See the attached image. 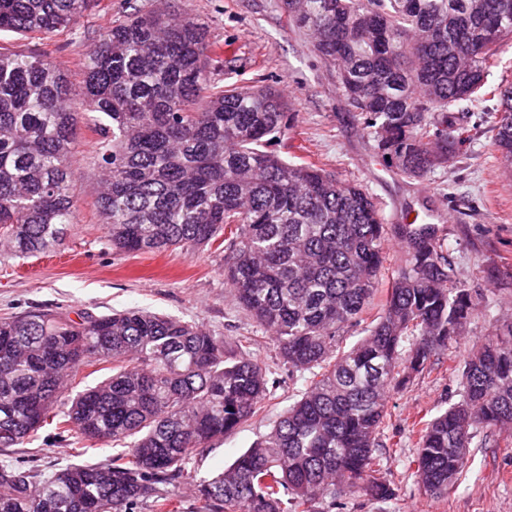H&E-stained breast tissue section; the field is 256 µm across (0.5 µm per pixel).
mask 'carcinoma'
<instances>
[{"mask_svg":"<svg viewBox=\"0 0 512 512\" xmlns=\"http://www.w3.org/2000/svg\"><path fill=\"white\" fill-rule=\"evenodd\" d=\"M99 0H0V33L51 37ZM291 26L336 77L378 153L420 179L466 142L450 112L496 101L492 147L512 167V83L487 84L512 43V0H282ZM226 50L189 13L133 9L101 28L80 88L46 53L0 50V248L62 244L78 210L70 159L83 123L98 135L97 197L117 252L193 251L224 238V276L272 335L300 399L223 471L193 483L203 512H320L326 499L389 500L378 436L403 390L465 335L480 300L457 276L438 225L397 228L408 258L367 314L385 257L372 197L315 164L266 149L292 125L273 86L211 84ZM367 336L340 347L351 327ZM237 342L142 308L77 318L51 309L0 318V448L52 426L82 455L112 458L38 476L0 462V512H175L159 485L255 417L277 384ZM102 372L93 385L81 370ZM459 398L413 423L409 462L444 495L484 427L512 428V320L459 365Z\"/></svg>","mask_w":512,"mask_h":512,"instance_id":"carcinoma-1","label":"carcinoma"}]
</instances>
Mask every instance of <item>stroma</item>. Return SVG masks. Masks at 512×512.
<instances>
[{
  "instance_id": "1",
  "label": "stroma",
  "mask_w": 512,
  "mask_h": 512,
  "mask_svg": "<svg viewBox=\"0 0 512 512\" xmlns=\"http://www.w3.org/2000/svg\"><path fill=\"white\" fill-rule=\"evenodd\" d=\"M133 6L190 12L203 19L211 40L232 49L229 62L213 70L215 82L273 85L283 91L296 112L294 126L275 146L284 159L311 161L339 179L358 183L373 196L391 228L402 224L403 213L412 208L422 214H442L440 229L448 242V256L482 298L466 336L434 357L408 389L387 397L382 464L395 489L394 498L382 502L360 494L342 497L325 501L323 512H512V428L490 429L492 446L472 449L448 494L426 493L408 466L417 451L408 424L456 401L461 376L454 367L465 350L492 335L503 319L512 318V174L490 147L488 115L493 102L456 116L467 143L447 164L412 180L396 175L375 153L359 118L345 108L334 75L312 53L306 36L289 24L280 0H101L99 9L77 23L85 37L63 33L48 39L21 38L4 33L0 49L49 52L77 85L93 48L92 32ZM94 142L93 133L82 130L71 158L78 222L63 244L28 258L0 252V318L39 309L73 316L139 307L194 322L231 343L253 338L254 357L278 385L264 411L190 463L197 476L210 475L265 435L303 391V382L289 378L274 342L239 305L224 279L223 250L123 254L112 249L96 208L100 168ZM425 187L430 195H422ZM1 460L47 474L70 463V444L48 427L40 438L1 449Z\"/></svg>"
}]
</instances>
